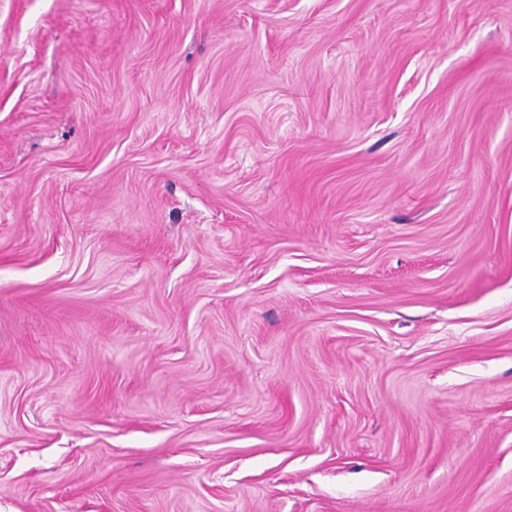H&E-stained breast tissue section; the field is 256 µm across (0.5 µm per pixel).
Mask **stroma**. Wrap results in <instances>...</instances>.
<instances>
[{"label": "stroma", "mask_w": 512, "mask_h": 512, "mask_svg": "<svg viewBox=\"0 0 512 512\" xmlns=\"http://www.w3.org/2000/svg\"><path fill=\"white\" fill-rule=\"evenodd\" d=\"M0 512H512V0H0Z\"/></svg>", "instance_id": "stroma-1"}]
</instances>
